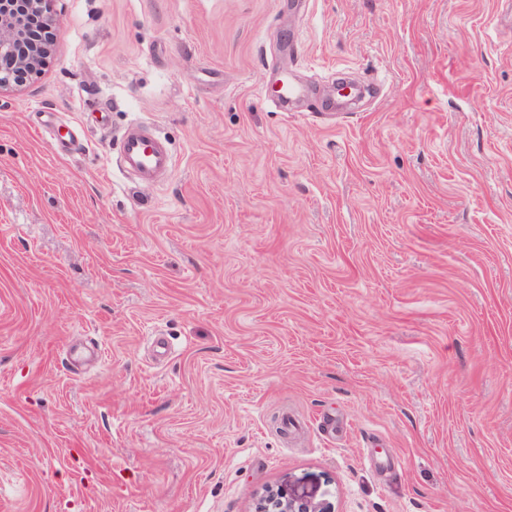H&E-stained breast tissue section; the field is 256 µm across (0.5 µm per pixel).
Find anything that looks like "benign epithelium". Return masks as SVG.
Masks as SVG:
<instances>
[{"instance_id": "benign-epithelium-1", "label": "benign epithelium", "mask_w": 512, "mask_h": 512, "mask_svg": "<svg viewBox=\"0 0 512 512\" xmlns=\"http://www.w3.org/2000/svg\"><path fill=\"white\" fill-rule=\"evenodd\" d=\"M53 0H0V94L41 75L50 65L53 47L29 40L37 16L54 24ZM258 512H331L326 503L270 492Z\"/></svg>"}]
</instances>
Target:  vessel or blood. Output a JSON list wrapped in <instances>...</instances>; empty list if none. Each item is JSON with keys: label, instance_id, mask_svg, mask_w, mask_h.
I'll return each mask as SVG.
<instances>
[{"label": "vessel or blood", "instance_id": "obj_1", "mask_svg": "<svg viewBox=\"0 0 512 512\" xmlns=\"http://www.w3.org/2000/svg\"><path fill=\"white\" fill-rule=\"evenodd\" d=\"M120 156L123 168L144 184L153 182L172 164V157L163 142L139 124L123 134Z\"/></svg>", "mask_w": 512, "mask_h": 512}]
</instances>
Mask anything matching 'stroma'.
<instances>
[{
	"label": "stroma",
	"mask_w": 512,
	"mask_h": 512,
	"mask_svg": "<svg viewBox=\"0 0 512 512\" xmlns=\"http://www.w3.org/2000/svg\"><path fill=\"white\" fill-rule=\"evenodd\" d=\"M53 9L0 95V512H512L506 0ZM120 156L123 168L143 184H149L172 164L163 142L143 125H134L122 136ZM326 503L287 495L284 492H270L262 499L258 512H330Z\"/></svg>",
	"instance_id": "35a3bbf8"
}]
</instances>
